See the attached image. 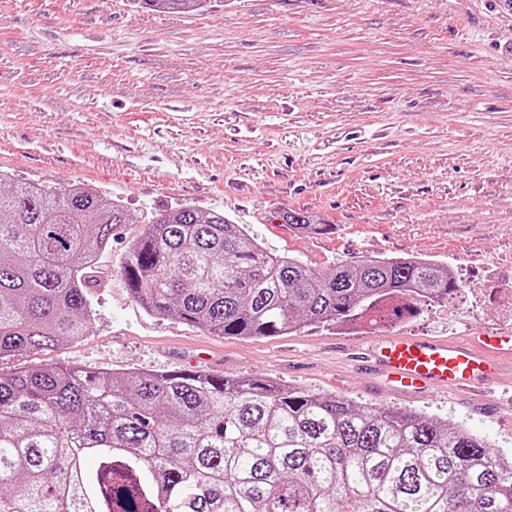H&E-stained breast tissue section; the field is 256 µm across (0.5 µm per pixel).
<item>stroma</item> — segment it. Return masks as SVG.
I'll return each mask as SVG.
<instances>
[{
    "mask_svg": "<svg viewBox=\"0 0 512 512\" xmlns=\"http://www.w3.org/2000/svg\"><path fill=\"white\" fill-rule=\"evenodd\" d=\"M0 172L120 202L89 290L88 336L0 359L174 372L208 359L358 404L463 425L512 457V385L496 417L466 396L394 397L351 361L364 329L226 338L146 313L120 261L159 211L224 213L319 272L418 255L464 283L394 325L464 339L512 328V0H0ZM302 210L335 225L280 223ZM277 217L282 224H288L304 233L329 234L335 228L332 224L317 223L312 216L303 211L288 210L278 213Z\"/></svg>",
    "mask_w": 512,
    "mask_h": 512,
    "instance_id": "obj_1",
    "label": "stroma"
}]
</instances>
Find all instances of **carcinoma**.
Listing matches in <instances>:
<instances>
[{"instance_id": "1", "label": "carcinoma", "mask_w": 512, "mask_h": 512, "mask_svg": "<svg viewBox=\"0 0 512 512\" xmlns=\"http://www.w3.org/2000/svg\"><path fill=\"white\" fill-rule=\"evenodd\" d=\"M205 0H144L188 12ZM278 218L329 234L297 210ZM121 204L85 187L0 189V359L88 335L90 274ZM130 295L216 336L384 326L463 288L419 256L321 274L221 213L159 214L121 261ZM92 456L87 470L82 459ZM512 512V460L423 412L263 375L0 370V512Z\"/></svg>"}]
</instances>
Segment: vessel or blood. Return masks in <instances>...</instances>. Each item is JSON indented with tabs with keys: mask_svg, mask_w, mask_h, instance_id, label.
I'll use <instances>...</instances> for the list:
<instances>
[{
	"mask_svg": "<svg viewBox=\"0 0 512 512\" xmlns=\"http://www.w3.org/2000/svg\"><path fill=\"white\" fill-rule=\"evenodd\" d=\"M362 363L393 394L471 390L512 367V330L478 329L464 343L429 336H376Z\"/></svg>",
	"mask_w": 512,
	"mask_h": 512,
	"instance_id": "b4317fda",
	"label": "vessel or blood"
}]
</instances>
